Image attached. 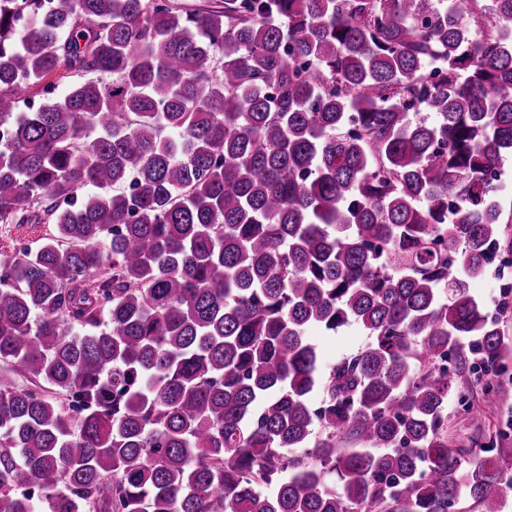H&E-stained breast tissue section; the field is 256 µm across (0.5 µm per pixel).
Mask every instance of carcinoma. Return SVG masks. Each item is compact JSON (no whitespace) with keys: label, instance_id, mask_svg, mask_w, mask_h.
I'll list each match as a JSON object with an SVG mask.
<instances>
[{"label":"carcinoma","instance_id":"cac0c4a2","mask_svg":"<svg viewBox=\"0 0 512 512\" xmlns=\"http://www.w3.org/2000/svg\"><path fill=\"white\" fill-rule=\"evenodd\" d=\"M1 127L0 512H502L512 0H0ZM51 224H0V250L12 251L19 242L36 246L52 232ZM510 270V274L508 272L505 275V278L501 279L500 281H497L492 277H487L471 282L470 291L472 294L484 299L489 304L492 314L494 317L498 318L500 328L503 330L506 336L512 337V288L508 298L510 307L508 308L506 314L498 315V305L502 299V287L506 284L512 285V268ZM308 338L321 353L323 361L329 364L361 348L366 344L368 336L357 325L350 324L336 332L335 336L314 330ZM462 393L468 397L471 405L481 408L484 415L479 422L470 419L457 395L452 394L448 398V439L451 446L468 462L472 459L474 441H488L490 435L497 437L499 432L506 431L508 437L499 439L498 448H509L508 462L512 463V398L488 405L483 401L481 387L473 380L470 385H464Z\"/></svg>","mask_w":512,"mask_h":512}]
</instances>
